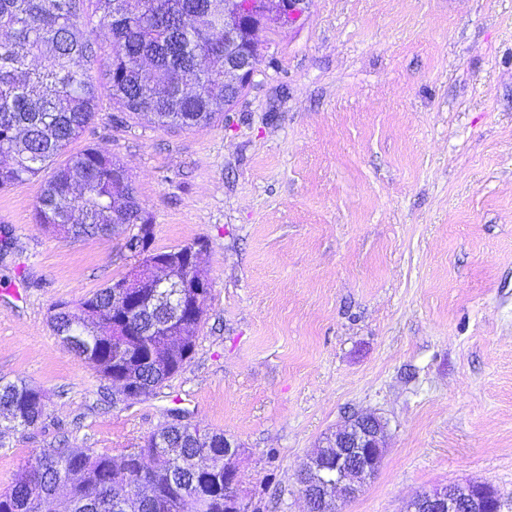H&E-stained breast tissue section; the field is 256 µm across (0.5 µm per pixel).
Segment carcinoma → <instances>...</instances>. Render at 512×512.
<instances>
[{
	"label": "carcinoma",
	"instance_id": "carcinoma-1",
	"mask_svg": "<svg viewBox=\"0 0 512 512\" xmlns=\"http://www.w3.org/2000/svg\"><path fill=\"white\" fill-rule=\"evenodd\" d=\"M112 41L106 77L112 101L162 128H201L224 114V0H0V189L38 175L88 128L99 85L80 61L97 55L90 17ZM38 56L44 68L33 66ZM150 60L151 68L143 67ZM51 233L104 237L129 228L125 248L139 266L162 265L173 277L127 288L126 274L77 303L53 305L49 324L61 344L123 392L148 396L192 357L207 288L173 284L200 274L187 243L152 246V220L128 170L88 147L52 169L34 206ZM46 391L0 378V435L44 420ZM79 472L76 479L70 472ZM238 476L224 472V433L185 415L119 455L59 446L24 458L21 474L0 491V512H260L236 500Z\"/></svg>",
	"mask_w": 512,
	"mask_h": 512
}]
</instances>
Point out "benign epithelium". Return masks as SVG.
Here are the masks:
<instances>
[{
    "instance_id": "7a95c632",
    "label": "benign epithelium",
    "mask_w": 512,
    "mask_h": 512,
    "mask_svg": "<svg viewBox=\"0 0 512 512\" xmlns=\"http://www.w3.org/2000/svg\"><path fill=\"white\" fill-rule=\"evenodd\" d=\"M304 0H224V107H232L252 83L258 64L239 54L233 35L253 28L261 17L275 28L301 11ZM386 423L378 416L353 415L336 431V487L346 498L357 494L358 480L372 474L382 453ZM408 512H502L493 488L484 484L425 491L405 506Z\"/></svg>"
}]
</instances>
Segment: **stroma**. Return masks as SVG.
<instances>
[{
    "instance_id": "stroma-1",
    "label": "stroma",
    "mask_w": 512,
    "mask_h": 512,
    "mask_svg": "<svg viewBox=\"0 0 512 512\" xmlns=\"http://www.w3.org/2000/svg\"><path fill=\"white\" fill-rule=\"evenodd\" d=\"M238 103L201 129L115 120L102 94L70 149L124 164L153 245L206 240L195 352L156 393L111 399L51 307L137 265L120 235L46 232L49 171L0 191V378L48 393L0 447L135 448L170 412L231 436L262 512H307L297 470L353 413L388 422L340 512H401L478 482L512 512V0H306Z\"/></svg>"
}]
</instances>
